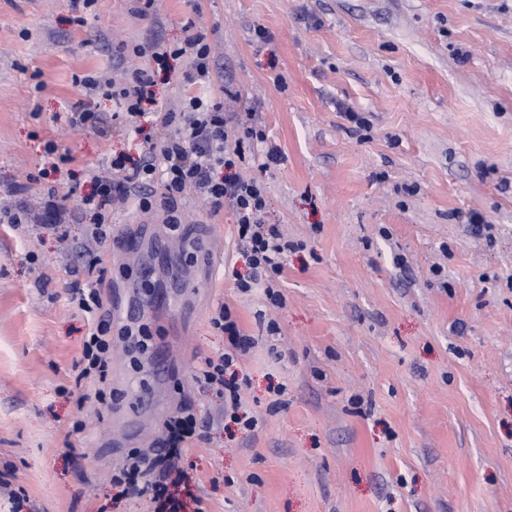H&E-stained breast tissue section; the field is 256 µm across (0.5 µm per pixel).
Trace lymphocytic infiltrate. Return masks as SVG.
I'll return each instance as SVG.
<instances>
[{
	"instance_id": "obj_1",
	"label": "lymphocytic infiltrate",
	"mask_w": 512,
	"mask_h": 512,
	"mask_svg": "<svg viewBox=\"0 0 512 512\" xmlns=\"http://www.w3.org/2000/svg\"><path fill=\"white\" fill-rule=\"evenodd\" d=\"M153 81L152 74L134 69L120 85L93 76L82 78L81 84L111 100L115 114L132 120L143 114L144 90ZM160 124L165 131L164 139L161 145L151 147L143 160L132 163L125 155H116L109 161L111 177L91 175L94 191L85 199L93 210L89 236L98 242L110 238L108 213L117 198H135L144 212L160 204L174 205L177 197L190 191L204 197L215 211L224 203H231L237 215L238 237L245 245L243 257L251 269L248 278L237 279V288L246 292L260 286L272 302H281L282 295L275 290L274 281L283 272L289 244L276 226L261 221L265 208L262 183L254 178L218 180L213 176L216 168L245 161L248 155L254 154L257 132L242 122H229L222 103L199 97L190 99L186 111L162 113ZM158 176L165 184V193L160 197L152 188ZM71 297L89 322L80 375L84 378L105 376L112 349L111 324L99 315L103 300L98 282L90 281L85 287L73 288ZM212 323L224 334V349L203 360L197 379L223 395L224 412L232 422L246 430L255 429L256 419L240 412V390L244 381L236 372L239 358L252 346L253 339L243 333L228 308H220ZM165 429L167 437L157 455L161 465L180 457L196 438L197 419L194 414L184 412L168 419Z\"/></svg>"
}]
</instances>
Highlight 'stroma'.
<instances>
[{
  "instance_id": "1",
  "label": "stroma",
  "mask_w": 512,
  "mask_h": 512,
  "mask_svg": "<svg viewBox=\"0 0 512 512\" xmlns=\"http://www.w3.org/2000/svg\"><path fill=\"white\" fill-rule=\"evenodd\" d=\"M189 25L215 49L204 85L190 54L153 58ZM135 67L154 74L144 115L70 125L79 104L112 111L80 78ZM228 89L281 151L215 173L261 180L263 221L293 245L279 305L237 289L235 211L193 192L182 236L167 209L127 203L109 223L136 229L133 249L84 248L88 173L140 160L158 113ZM49 141L71 161L29 182ZM1 206L23 216L0 223V481L22 512H148L112 476L153 460L186 408L201 436L178 466L202 512H512V0H0ZM88 269L113 330L149 336L140 353L113 338L103 382L78 376L88 323L69 290ZM223 305L256 341L239 360L251 432H228L196 379L224 348Z\"/></svg>"
}]
</instances>
